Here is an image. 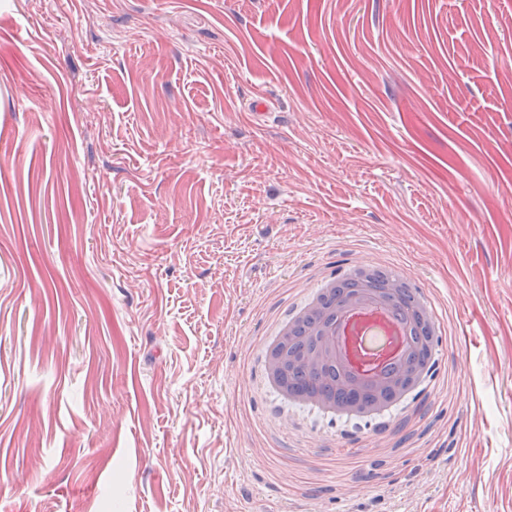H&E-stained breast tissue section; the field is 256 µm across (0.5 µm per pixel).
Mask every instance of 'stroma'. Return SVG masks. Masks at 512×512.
I'll return each instance as SVG.
<instances>
[{"label":"stroma","instance_id":"35a3bbf8","mask_svg":"<svg viewBox=\"0 0 512 512\" xmlns=\"http://www.w3.org/2000/svg\"><path fill=\"white\" fill-rule=\"evenodd\" d=\"M366 263L364 424L266 351ZM0 512H512V0H0ZM392 282L382 268L354 272L287 324L289 336L270 355L284 362L275 377L289 399L316 400L336 413L389 407L422 379L437 330L417 291Z\"/></svg>","mask_w":512,"mask_h":512}]
</instances>
